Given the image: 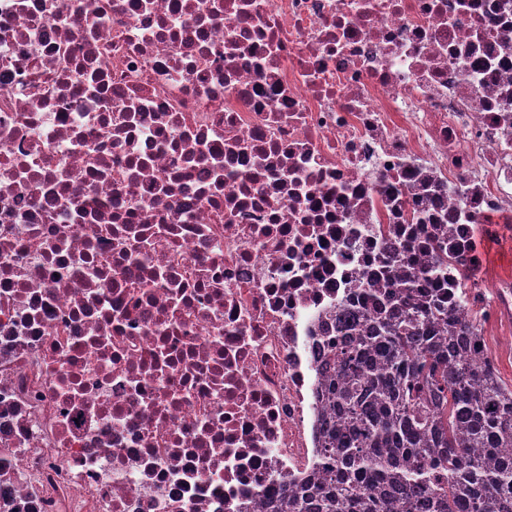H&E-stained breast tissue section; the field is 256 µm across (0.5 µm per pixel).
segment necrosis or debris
<instances>
[{"label":"necrosis or debris","instance_id":"necrosis-or-debris-1","mask_svg":"<svg viewBox=\"0 0 512 512\" xmlns=\"http://www.w3.org/2000/svg\"><path fill=\"white\" fill-rule=\"evenodd\" d=\"M489 218L512 0H0V512H263L350 291Z\"/></svg>","mask_w":512,"mask_h":512}]
</instances>
